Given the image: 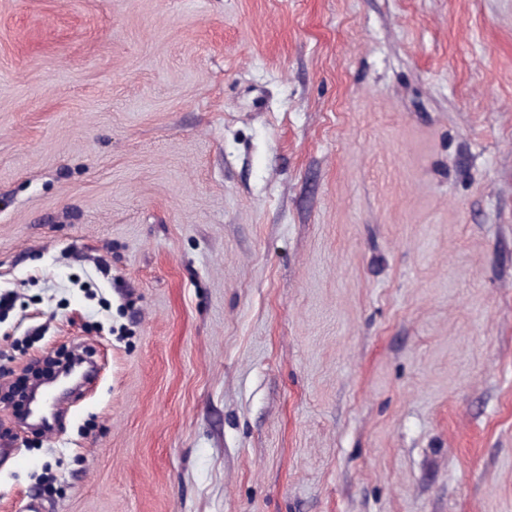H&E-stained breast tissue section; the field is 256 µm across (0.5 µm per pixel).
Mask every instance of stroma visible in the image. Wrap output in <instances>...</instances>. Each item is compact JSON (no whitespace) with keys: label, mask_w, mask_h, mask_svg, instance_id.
I'll use <instances>...</instances> for the list:
<instances>
[{"label":"stroma","mask_w":512,"mask_h":512,"mask_svg":"<svg viewBox=\"0 0 512 512\" xmlns=\"http://www.w3.org/2000/svg\"><path fill=\"white\" fill-rule=\"evenodd\" d=\"M0 512H512V0H0Z\"/></svg>","instance_id":"obj_1"}]
</instances>
